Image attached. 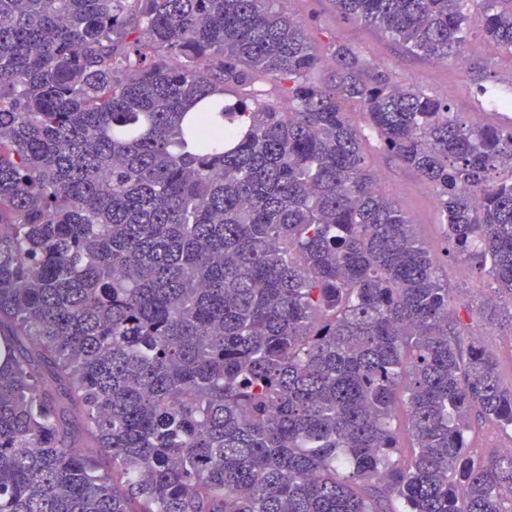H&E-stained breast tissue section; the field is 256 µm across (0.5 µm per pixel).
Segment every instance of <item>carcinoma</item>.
<instances>
[{"instance_id":"cac0c4a2","label":"carcinoma","mask_w":512,"mask_h":512,"mask_svg":"<svg viewBox=\"0 0 512 512\" xmlns=\"http://www.w3.org/2000/svg\"><path fill=\"white\" fill-rule=\"evenodd\" d=\"M333 3L512 56V0ZM369 134L512 309L511 117L321 52L283 0H0V512H512V450L469 437L512 389Z\"/></svg>"}]
</instances>
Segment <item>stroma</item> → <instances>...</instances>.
<instances>
[{
    "instance_id": "stroma-1",
    "label": "stroma",
    "mask_w": 512,
    "mask_h": 512,
    "mask_svg": "<svg viewBox=\"0 0 512 512\" xmlns=\"http://www.w3.org/2000/svg\"><path fill=\"white\" fill-rule=\"evenodd\" d=\"M284 9L306 25L321 50L336 42L348 44L387 69L394 81L420 86L465 115L486 122L497 119L492 106L481 105L477 86L512 91V56L493 49L480 32H472L464 47L465 65H446L408 54L377 30L339 18L332 0H285ZM369 154L382 188L411 216L418 236L433 251L442 252L440 214L432 190L385 152L373 147ZM443 269L455 298L470 309L474 332L497 355L503 385L512 386V329L491 316L490 279L455 257L445 261Z\"/></svg>"
}]
</instances>
